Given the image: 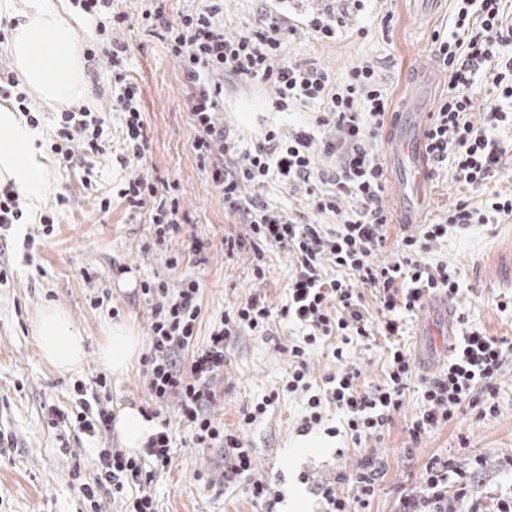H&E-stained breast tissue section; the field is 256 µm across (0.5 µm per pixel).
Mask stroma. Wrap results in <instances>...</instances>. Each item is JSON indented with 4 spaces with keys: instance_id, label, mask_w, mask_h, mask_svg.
<instances>
[{
    "instance_id": "1",
    "label": "stroma",
    "mask_w": 512,
    "mask_h": 512,
    "mask_svg": "<svg viewBox=\"0 0 512 512\" xmlns=\"http://www.w3.org/2000/svg\"><path fill=\"white\" fill-rule=\"evenodd\" d=\"M156 3L112 0V15L125 17L117 27L112 16L95 19L71 7L67 20L77 31L79 51H98L84 64L82 93L104 121L105 150L71 167L43 150L47 191L39 212L0 230V268L8 272L7 280L0 281V512H124V502L113 500L110 489H102L94 505L83 490L96 475L99 449L120 447L117 432L91 436L71 417L84 401L92 419L101 409L113 413L131 405L147 410L150 399L141 360L114 375L98 355L110 322L128 323L137 336H147L149 303L141 293L142 282L190 278L201 283V343L233 304L260 294L277 310L288 299L295 265L286 253L269 252L261 283L253 276L251 247L239 248L230 257L224 253L225 236L243 235L245 226L237 214L225 211L222 190L212 179L220 155L207 160L197 155L198 134L188 110L192 90L184 83L165 30L141 18ZM272 14L291 27L285 57L327 70L341 82L352 65H370L389 95L391 111L413 112L420 106L434 111L448 89L444 79L425 84L417 68L435 58L440 41L450 38L455 0H224V33L235 37L249 32ZM326 17L336 20L335 38H314L309 24ZM100 24L112 26V41L101 40L96 30ZM116 42L126 47L117 64L106 56ZM117 69L142 90L147 143L141 158L123 152L122 116L111 106ZM222 83L224 128L230 136L251 147L262 142L269 128L287 132L290 119L275 112L265 84L230 77ZM137 173L148 175L159 191L179 200L181 224L164 244H157L147 213L117 196L123 181ZM243 192L301 222L334 221L332 215L309 209L303 197L275 187L247 186ZM62 194L70 202L59 208L55 202ZM105 197L111 200L106 210L100 207ZM461 199L479 209L486 201L483 193L456 180L452 169L442 168L425 189L421 217L443 220ZM51 209L57 226L47 237L39 219ZM172 256L179 262L170 268L166 261ZM430 259L460 268L465 286L461 305L473 323L489 335L512 339V307L507 304L512 298V217L450 234ZM98 296L104 303L96 307L92 300ZM49 306L65 310L85 339V359L76 370L58 372L39 354L37 318ZM407 324L404 343L422 375L439 371L447 343V315L441 305H422L408 315ZM301 333V328L277 320L269 336L244 335L231 341L226 383L214 409L215 416L234 429L243 410L278 393L264 418L239 427L247 445L257 450V475L288 497V506H276L274 512H324L320 485L351 473L357 460L350 436L327 435V427L340 423L332 411L326 413L324 427L312 432L319 447L300 445L303 397L284 393L282 386L288 347ZM349 352L352 362L362 366V385L383 384V345L364 341L350 345ZM497 384L496 417L482 420L459 412L450 423L425 434L415 448L409 429L422 403L418 389L410 388L377 449L384 477L362 512H395L400 496L418 489L423 468L435 455L449 458L463 471L472 456L481 457V489L472 505L475 512H493L501 494L512 489V361ZM159 418L170 423L173 448L169 469L156 474L149 485L157 512H265V504L252 499L248 479L225 481L220 453L198 448L174 409L161 410ZM463 438L469 450H460Z\"/></svg>"
}]
</instances>
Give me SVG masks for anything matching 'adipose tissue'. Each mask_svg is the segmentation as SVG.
<instances>
[{
    "label": "adipose tissue",
    "instance_id": "ef3b65f1",
    "mask_svg": "<svg viewBox=\"0 0 512 512\" xmlns=\"http://www.w3.org/2000/svg\"><path fill=\"white\" fill-rule=\"evenodd\" d=\"M62 0H0V15L18 18L9 50L24 83L40 100L65 104L81 93L83 63L74 28L61 11ZM36 133L17 114L0 107V181L13 182L36 205L44 191L43 164L34 147ZM36 334L42 359L61 372L78 368L85 356L82 336L74 330L67 313L44 309L37 319ZM140 346V338L122 323L112 324L100 347L103 363L113 373L127 371ZM115 428L130 451L144 448L159 430L135 407L116 413Z\"/></svg>",
    "mask_w": 512,
    "mask_h": 512
}]
</instances>
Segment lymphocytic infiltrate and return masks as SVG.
I'll use <instances>...</instances> for the list:
<instances>
[{"instance_id": "lymphocytic-infiltrate-1", "label": "lymphocytic infiltrate", "mask_w": 512, "mask_h": 512, "mask_svg": "<svg viewBox=\"0 0 512 512\" xmlns=\"http://www.w3.org/2000/svg\"><path fill=\"white\" fill-rule=\"evenodd\" d=\"M457 26L474 21L468 38L442 42L439 58L448 72V90L423 131V150L433 168L452 165L457 180L472 190H489L485 209L464 201L449 209L444 221L406 224L396 251L383 255L391 213L381 203L386 189L385 168L369 146L379 137L389 112V98L375 70L353 67L347 81H337L326 70L287 59L283 54V26L273 20L247 34L229 38L221 17L224 0H208L204 8L179 14L167 21L163 7L144 12V19L164 26L171 50L185 82L192 87L189 110L199 133L195 148L201 157L213 152L230 157L229 167H215L212 178L221 187L224 207L238 214L252 242L253 274L266 276L265 250H284L295 262L288 286V301L272 309L265 297L251 295L221 314L209 339L196 345L201 314L202 288L198 281L184 280L179 287L167 281H147L142 294L151 304L150 348L143 358L147 389L157 408L175 406L180 422L194 431L198 447L221 451L227 478H249L254 500L270 502V484L256 476V451L245 446L211 412L218 385L224 378V349L242 335L266 336L273 317L303 328L301 341L288 350V375L283 391L303 394L305 414L300 425L307 432L321 425L327 408L343 416V425L331 435H350L364 448L348 482L352 496L340 494L332 484L320 494L327 512H352V503L368 505L376 493L383 464L373 443L382 441L392 415L403 404V395L416 374V365L396 339L404 323L401 312H413L427 296L439 294L456 301L461 296L458 269L436 265L425 256L450 232H463L496 217L512 216V194L490 191L501 160L512 155V143L497 139L495 132L507 122L506 113L493 109L474 114L471 90L474 76L485 71L500 96L512 100V57L498 53L503 39L502 0H457ZM224 74L258 80L273 89L272 104L285 112L294 105L312 103L320 113L313 124H302L288 136L268 131L253 149H240L228 138L218 120L224 87L213 80ZM112 96L124 115V148L133 157H143L146 128L141 117V90L124 72L114 77ZM52 152L65 162L102 152L101 118L87 112L64 111L55 118ZM333 126L331 139H316L314 126ZM335 158L337 166L327 172L318 168L317 156ZM277 182L292 192L310 196L318 213L333 215L332 226L297 221L267 202L246 196L245 185L265 186ZM135 209H148L158 242L181 221L175 197L159 193L148 176L135 174L118 191ZM353 200L344 208V200ZM370 288L378 301L377 313H369L362 288ZM461 327L453 352L444 368L426 378L421 386L423 411L409 430L412 444L427 432L453 420L469 409L486 419L498 412L495 382L505 361L512 357V340L489 335L471 324L465 312L455 315ZM390 340L387 379L384 385L362 388V371L348 361L347 347L376 338ZM331 342L339 370L314 386L310 355L321 343ZM172 435L169 427L152 436L144 448L145 459L111 450L99 454V477L85 486L88 498L97 488L111 485L113 495L130 499L131 512H156L154 499L143 488L144 464L153 471L171 464ZM482 458L471 470L454 472L448 459L433 457L425 465L418 492L401 498L397 512H460L477 492V473Z\"/></svg>"}]
</instances>
